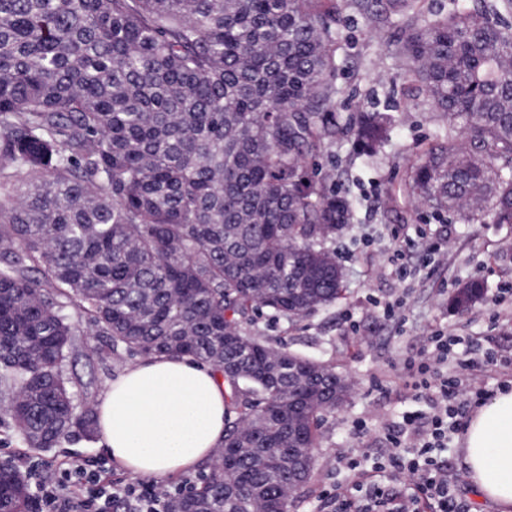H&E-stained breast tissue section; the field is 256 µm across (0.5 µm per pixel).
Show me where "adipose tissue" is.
Masks as SVG:
<instances>
[{
  "label": "adipose tissue",
  "mask_w": 512,
  "mask_h": 512,
  "mask_svg": "<svg viewBox=\"0 0 512 512\" xmlns=\"http://www.w3.org/2000/svg\"><path fill=\"white\" fill-rule=\"evenodd\" d=\"M224 379L187 357L155 355L126 367L99 400L97 427L112 459L164 481L224 444ZM464 466L482 499L512 512V390L477 406L462 437Z\"/></svg>",
  "instance_id": "adipose-tissue-1"
}]
</instances>
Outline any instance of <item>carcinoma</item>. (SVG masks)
I'll list each match as a JSON object with an SVG mask.
<instances>
[{
  "label": "carcinoma",
  "mask_w": 512,
  "mask_h": 512,
  "mask_svg": "<svg viewBox=\"0 0 512 512\" xmlns=\"http://www.w3.org/2000/svg\"><path fill=\"white\" fill-rule=\"evenodd\" d=\"M420 2L0 0V403L28 447L93 434L95 405L65 374L84 320L130 357L188 356L224 376L238 456L171 508L250 512L245 490L288 512L289 449L303 485L320 422L351 389L248 328L344 293L327 243L354 204L309 168L335 144L346 10L408 22L390 58L444 118L411 191L468 223L512 224V0ZM346 130L371 156L393 117L358 112ZM484 294L465 282L448 307ZM29 500L0 462V512Z\"/></svg>",
  "instance_id": "obj_1"
}]
</instances>
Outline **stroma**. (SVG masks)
<instances>
[{
	"label": "stroma",
	"instance_id": "1",
	"mask_svg": "<svg viewBox=\"0 0 512 512\" xmlns=\"http://www.w3.org/2000/svg\"><path fill=\"white\" fill-rule=\"evenodd\" d=\"M338 30L343 61L336 79L338 120L346 121L356 112H388L396 126L376 162L358 154L342 134L331 151L315 160L318 176L348 192L356 210L353 228L334 244L346 276L343 298L297 324L263 313L252 329L273 345L333 362L353 385L348 404L321 422L315 468L290 512H331L330 496L339 486L350 488L373 480L397 486V478L377 473L371 464L385 456L389 434L401 429L406 415L429 410L425 397L404 386L398 372L405 361L421 358L432 332L440 330L455 338L449 363L470 360L468 376L489 393L512 388V227L487 221L462 224L431 213L408 194L412 166L442 118L402 70L386 64L389 50L406 36V28L395 19L373 23L350 10L343 14ZM421 228L440 252L409 253L408 275L400 277L387 261L394 238L415 236ZM469 279L485 283L486 299L462 313L449 311V295ZM489 353L497 358L496 366H487ZM130 362V357L112 352L84 325L67 373L98 399L107 382ZM32 453L51 467L73 457L107 455L97 438H75ZM347 455L363 456L362 467H346ZM440 459L449 483L460 490L470 512H495L465 475L460 440H453Z\"/></svg>",
	"mask_w": 512,
	"mask_h": 512
}]
</instances>
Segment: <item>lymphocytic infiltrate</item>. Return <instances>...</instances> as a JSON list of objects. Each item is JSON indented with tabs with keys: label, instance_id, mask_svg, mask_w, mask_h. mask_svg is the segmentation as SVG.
I'll return each mask as SVG.
<instances>
[{
	"label": "lymphocytic infiltrate",
	"instance_id": "1",
	"mask_svg": "<svg viewBox=\"0 0 512 512\" xmlns=\"http://www.w3.org/2000/svg\"><path fill=\"white\" fill-rule=\"evenodd\" d=\"M427 341V358L417 364L407 363L406 368L416 388L436 389L435 411L425 419H407L404 437L411 438L412 449L404 450L403 437H393L388 455L378 465L381 471L413 481V493L396 496L378 483L357 495L339 490L331 498L335 512H417L422 496L435 504L436 512H468L467 504L449 486L434 452L446 447L455 418L464 413L477 388L472 379L457 376L432 384V376L448 360V340L445 334L435 332ZM14 463L34 481L35 512H112L118 501L127 512H169V504L181 494L180 489L151 483L112 482L102 460L77 459L52 474L40 471L38 463L28 457H16Z\"/></svg>",
	"mask_w": 512,
	"mask_h": 512
}]
</instances>
